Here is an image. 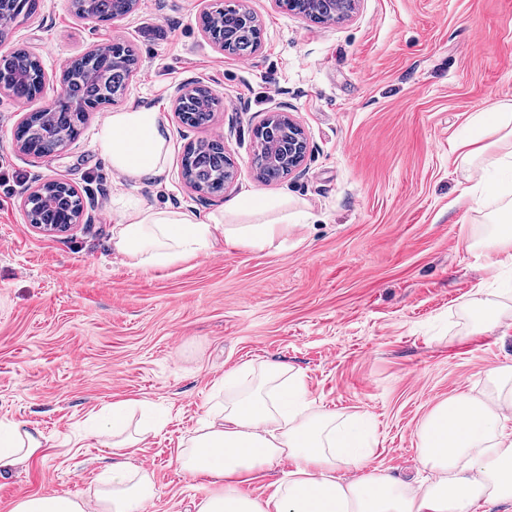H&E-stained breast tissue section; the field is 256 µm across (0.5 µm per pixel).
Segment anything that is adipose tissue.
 <instances>
[{
	"label": "adipose tissue",
	"instance_id": "adipose-tissue-1",
	"mask_svg": "<svg viewBox=\"0 0 512 512\" xmlns=\"http://www.w3.org/2000/svg\"><path fill=\"white\" fill-rule=\"evenodd\" d=\"M475 132L451 151L466 179L484 185L490 138L512 144V102L475 113ZM96 143L115 172L136 183L161 181L169 136L162 112L132 106L102 121ZM283 195H246L201 216L146 208L123 200L112 207V246L131 263L169 267L232 244L255 251L287 242L307 224ZM227 402L219 419L199 428L176 456L179 469L211 485L197 512H491L512 503V365L489 371L475 395L437 402L418 426L417 461L426 483L391 477L372 462L374 442L363 417L315 409L300 373L280 363L243 365L224 376ZM126 401L113 402L98 435L112 438V462L89 496L24 495L11 512H143L158 495L151 471L132 465L135 445L124 434ZM44 439L20 422L0 423V478L43 456ZM287 481L259 499L241 484L283 459Z\"/></svg>",
	"mask_w": 512,
	"mask_h": 512
}]
</instances>
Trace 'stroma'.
Instances as JSON below:
<instances>
[{
    "label": "stroma",
    "instance_id": "obj_1",
    "mask_svg": "<svg viewBox=\"0 0 512 512\" xmlns=\"http://www.w3.org/2000/svg\"><path fill=\"white\" fill-rule=\"evenodd\" d=\"M0 55L35 53L52 97L63 63L124 42L137 73L120 108H159L170 156L165 180L128 181L97 148L108 113L94 110L63 152L19 151L27 105L0 93V421L47 440L45 456L0 478V512L25 494L91 493L112 451L89 419L113 401L152 403L159 426L131 462L152 470L159 496L144 512H196L203 477L175 457L224 407V375L246 363L298 370L315 408L368 414L374 464L426 480L417 429L437 401L476 393L486 371L512 364V324L479 333L465 316L473 289H512L481 235L500 203L456 169L448 145L475 112L512 102V0H359L352 16L319 25L246 0L261 44L224 54L200 25L211 0H140L127 18L91 24L67 0H40ZM202 83L221 99L204 129L173 112L177 87ZM284 110L310 150L299 170L258 180L255 126ZM223 135L234 162L220 195L182 176L185 148ZM62 178L89 220L43 234L22 208L27 190ZM285 195L314 220L287 248L227 246L167 268L137 266L112 247V201L206 215L245 194Z\"/></svg>",
    "mask_w": 512,
    "mask_h": 512
}]
</instances>
